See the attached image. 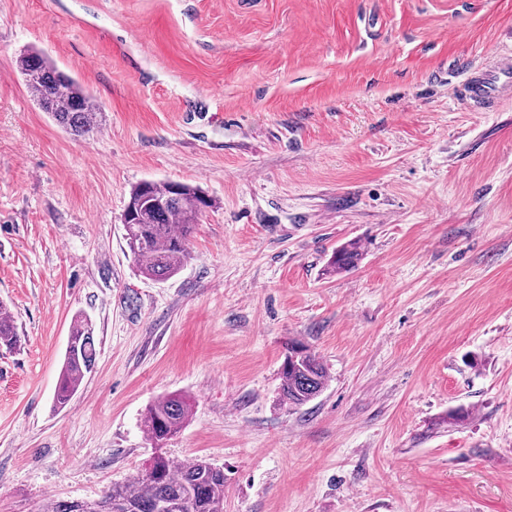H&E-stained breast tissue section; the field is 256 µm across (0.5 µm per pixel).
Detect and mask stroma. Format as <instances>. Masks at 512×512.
<instances>
[{
	"mask_svg": "<svg viewBox=\"0 0 512 512\" xmlns=\"http://www.w3.org/2000/svg\"><path fill=\"white\" fill-rule=\"evenodd\" d=\"M511 50L512 0H0V512L135 476L166 395L224 512H512V95L455 98ZM30 51L98 134L33 103ZM145 180L212 201L163 281L123 226ZM79 316L96 364L58 407ZM292 341L329 373L299 408ZM17 68L31 100L62 129L86 136L99 128L101 107L76 78L37 52L20 56ZM360 255V248L355 242L336 249L333 259L329 264L330 272H340L355 267ZM190 414V404L178 395H167L150 404L142 418L141 428L157 447L177 433Z\"/></svg>",
	"mask_w": 512,
	"mask_h": 512,
	"instance_id": "obj_1",
	"label": "stroma"
}]
</instances>
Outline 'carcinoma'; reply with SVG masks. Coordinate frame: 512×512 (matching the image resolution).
Wrapping results in <instances>:
<instances>
[{"label":"carcinoma","mask_w":512,"mask_h":512,"mask_svg":"<svg viewBox=\"0 0 512 512\" xmlns=\"http://www.w3.org/2000/svg\"><path fill=\"white\" fill-rule=\"evenodd\" d=\"M29 97L65 131L92 134L102 121L101 107L76 78L58 69L37 52L17 61ZM211 206L196 188L171 181H144L131 193L124 215L126 240L140 272L151 279L176 274L189 257L187 242L202 212ZM360 248L349 243L336 250L330 271L357 264ZM17 332L7 307L0 304V346L11 348ZM93 331L83 319L74 321L54 395L63 407L77 392L85 374L95 366ZM328 371L316 354L300 342L288 346L281 373L283 401L300 407L326 387ZM190 414V404L167 395L150 404L141 428L156 446L177 433ZM42 512H224V470L203 458L178 461L154 455L133 479L114 485L95 501L49 499Z\"/></svg>","instance_id":"obj_1"}]
</instances>
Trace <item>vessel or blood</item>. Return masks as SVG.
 <instances>
[{"label":"vessel or blood","mask_w":512,"mask_h":512,"mask_svg":"<svg viewBox=\"0 0 512 512\" xmlns=\"http://www.w3.org/2000/svg\"><path fill=\"white\" fill-rule=\"evenodd\" d=\"M456 94L468 108L495 111L500 100L512 94V58L506 56L480 69H467Z\"/></svg>","instance_id":"vessel-or-blood-1"}]
</instances>
